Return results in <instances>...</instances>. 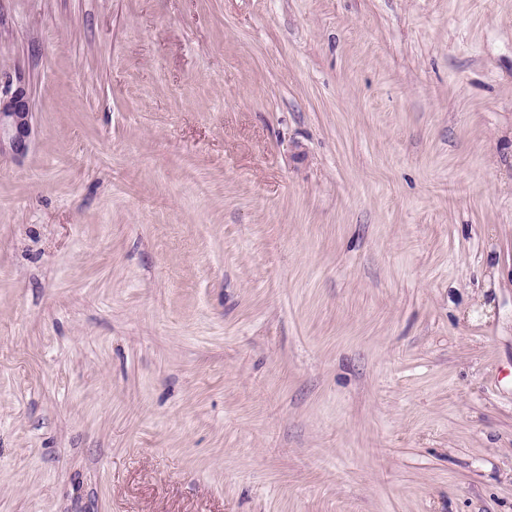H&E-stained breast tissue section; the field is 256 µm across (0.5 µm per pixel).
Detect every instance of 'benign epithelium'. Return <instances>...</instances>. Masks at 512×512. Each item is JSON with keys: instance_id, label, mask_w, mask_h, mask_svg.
<instances>
[{"instance_id": "1", "label": "benign epithelium", "mask_w": 512, "mask_h": 512, "mask_svg": "<svg viewBox=\"0 0 512 512\" xmlns=\"http://www.w3.org/2000/svg\"><path fill=\"white\" fill-rule=\"evenodd\" d=\"M31 135L30 112L22 76L8 79L0 89V153L4 147L21 156L27 152Z\"/></svg>"}]
</instances>
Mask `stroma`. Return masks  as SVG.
Wrapping results in <instances>:
<instances>
[{
	"label": "stroma",
	"instance_id": "1",
	"mask_svg": "<svg viewBox=\"0 0 512 512\" xmlns=\"http://www.w3.org/2000/svg\"><path fill=\"white\" fill-rule=\"evenodd\" d=\"M0 512H512V0H0ZM30 113L23 77H9L4 91L0 89V153L4 146L17 156L27 152L31 135Z\"/></svg>",
	"mask_w": 512,
	"mask_h": 512
}]
</instances>
